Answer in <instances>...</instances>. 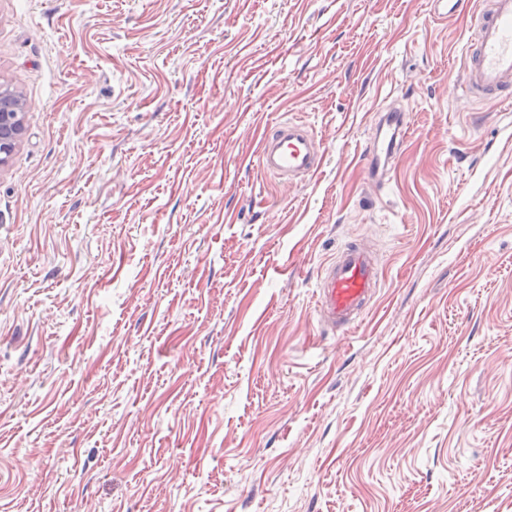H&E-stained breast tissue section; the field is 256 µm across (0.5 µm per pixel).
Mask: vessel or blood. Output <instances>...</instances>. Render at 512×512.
Segmentation results:
<instances>
[{
    "label": "vessel or blood",
    "mask_w": 512,
    "mask_h": 512,
    "mask_svg": "<svg viewBox=\"0 0 512 512\" xmlns=\"http://www.w3.org/2000/svg\"><path fill=\"white\" fill-rule=\"evenodd\" d=\"M439 18L470 14L472 35L465 48L458 88L476 99L512 97V0H432ZM410 128L404 109L390 105L374 117L372 132L360 154L366 184L383 188L401 157ZM325 159L321 142L300 121H280L260 134L258 165L269 175L288 180L315 177ZM384 263L365 239L346 243L323 265L317 283L315 318L321 330L342 337L363 321L380 284Z\"/></svg>",
    "instance_id": "obj_1"
}]
</instances>
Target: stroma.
Here are the masks:
<instances>
[{
    "label": "stroma",
    "instance_id": "stroma-1",
    "mask_svg": "<svg viewBox=\"0 0 512 512\" xmlns=\"http://www.w3.org/2000/svg\"><path fill=\"white\" fill-rule=\"evenodd\" d=\"M431 0H0V512H512V99ZM411 130L379 196L375 111ZM325 149L291 185L259 128ZM368 237L343 339L316 275ZM24 104L21 96L0 83V169L8 164L23 137ZM325 151L312 129L300 121H279L260 134L258 165L269 175L293 181L315 177ZM382 256L363 238L346 243L323 265L317 283L315 318L321 330L341 338L357 328L380 284Z\"/></svg>",
    "mask_w": 512,
    "mask_h": 512
}]
</instances>
